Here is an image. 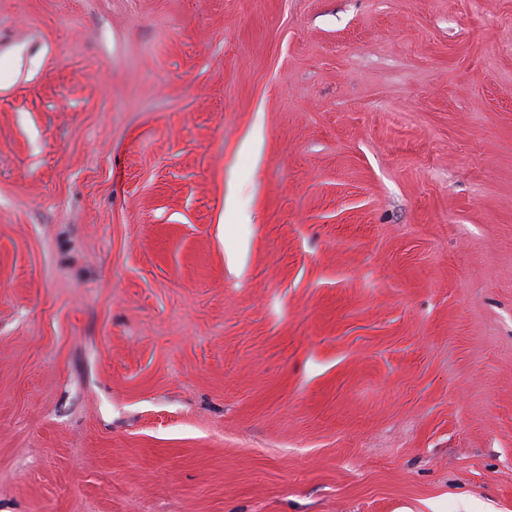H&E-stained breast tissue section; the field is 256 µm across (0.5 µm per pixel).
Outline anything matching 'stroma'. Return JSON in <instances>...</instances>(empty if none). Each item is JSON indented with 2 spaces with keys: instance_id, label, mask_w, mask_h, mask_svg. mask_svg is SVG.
Listing matches in <instances>:
<instances>
[{
  "instance_id": "obj_1",
  "label": "stroma",
  "mask_w": 512,
  "mask_h": 512,
  "mask_svg": "<svg viewBox=\"0 0 512 512\" xmlns=\"http://www.w3.org/2000/svg\"><path fill=\"white\" fill-rule=\"evenodd\" d=\"M0 512H512V0H0Z\"/></svg>"
}]
</instances>
